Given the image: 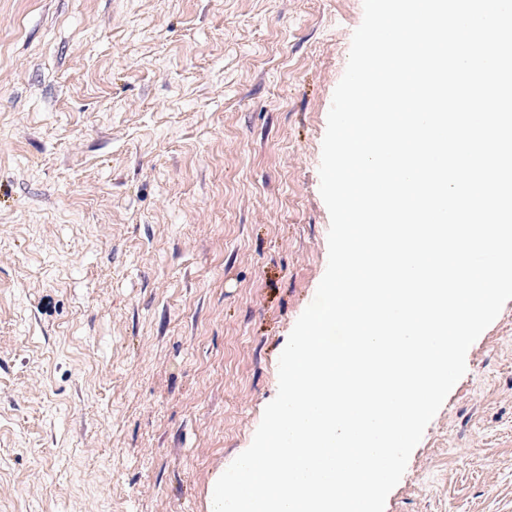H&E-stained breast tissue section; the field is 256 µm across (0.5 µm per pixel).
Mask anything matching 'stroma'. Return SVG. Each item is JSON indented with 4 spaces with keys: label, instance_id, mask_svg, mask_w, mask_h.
Instances as JSON below:
<instances>
[{
    "label": "stroma",
    "instance_id": "stroma-1",
    "mask_svg": "<svg viewBox=\"0 0 512 512\" xmlns=\"http://www.w3.org/2000/svg\"><path fill=\"white\" fill-rule=\"evenodd\" d=\"M363 0H0V512H209L326 271ZM384 512H512V300Z\"/></svg>",
    "mask_w": 512,
    "mask_h": 512
}]
</instances>
